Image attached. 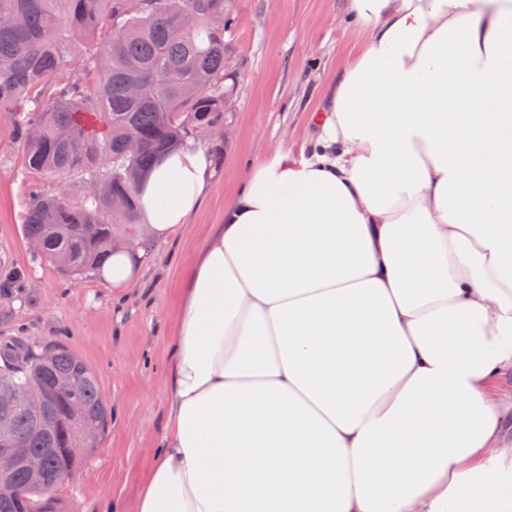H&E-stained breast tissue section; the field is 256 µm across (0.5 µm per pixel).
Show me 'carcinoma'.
<instances>
[{
    "label": "carcinoma",
    "mask_w": 512,
    "mask_h": 512,
    "mask_svg": "<svg viewBox=\"0 0 512 512\" xmlns=\"http://www.w3.org/2000/svg\"><path fill=\"white\" fill-rule=\"evenodd\" d=\"M0 111L19 113L29 172L57 180L34 189L27 240L61 271L80 275L112 255V239L140 224L141 177L167 152L224 123V31L230 0H0ZM141 141L129 154L125 143ZM107 163L100 165L99 157ZM77 176L82 197L63 195ZM126 209L112 211V194ZM0 385L25 400L0 409V432L45 458L47 482L0 501V512H64L54 490L84 458L67 454L83 424L104 432L112 411L92 368L60 343L0 344Z\"/></svg>",
    "instance_id": "cac0c4a2"
}]
</instances>
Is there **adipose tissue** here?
Segmentation results:
<instances>
[{
  "label": "adipose tissue",
  "instance_id": "1",
  "mask_svg": "<svg viewBox=\"0 0 512 512\" xmlns=\"http://www.w3.org/2000/svg\"><path fill=\"white\" fill-rule=\"evenodd\" d=\"M349 16L313 144L252 168L180 290L137 512H512V0ZM210 180L193 147L144 176L151 241Z\"/></svg>",
  "mask_w": 512,
  "mask_h": 512
}]
</instances>
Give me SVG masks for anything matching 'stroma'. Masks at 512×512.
Returning a JSON list of instances; mask_svg holds the SVG:
<instances>
[{
  "label": "stroma",
  "mask_w": 512,
  "mask_h": 512,
  "mask_svg": "<svg viewBox=\"0 0 512 512\" xmlns=\"http://www.w3.org/2000/svg\"><path fill=\"white\" fill-rule=\"evenodd\" d=\"M349 0H232L226 53L241 77L227 113L224 156L190 224L150 247L127 291L94 274L72 276L34 251L23 217L34 187L24 166L17 113L0 112V341L60 342L96 373L112 422L87 461L58 490L66 512H135L167 417L176 331V290L246 171L282 148L300 154L317 134L310 116L325 102L347 50L362 38Z\"/></svg>",
  "instance_id": "obj_1"
}]
</instances>
